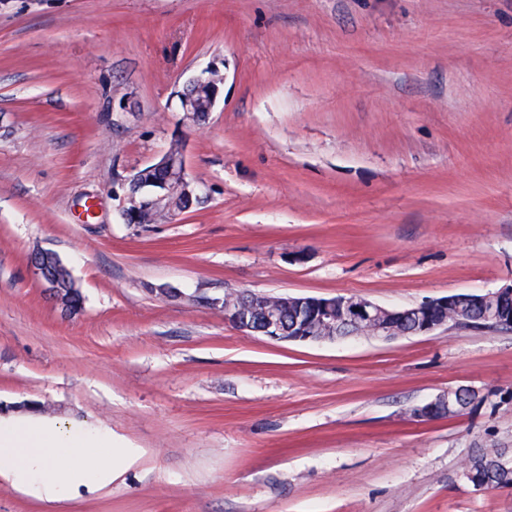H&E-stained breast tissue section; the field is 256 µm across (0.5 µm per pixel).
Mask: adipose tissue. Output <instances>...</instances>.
Listing matches in <instances>:
<instances>
[{"instance_id":"1","label":"adipose tissue","mask_w":512,"mask_h":512,"mask_svg":"<svg viewBox=\"0 0 512 512\" xmlns=\"http://www.w3.org/2000/svg\"><path fill=\"white\" fill-rule=\"evenodd\" d=\"M89 440L77 427L51 428L29 418L0 417V477L47 500L58 499L63 486L87 469L111 477V457L88 458Z\"/></svg>"}]
</instances>
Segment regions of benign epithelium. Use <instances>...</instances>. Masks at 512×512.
Returning <instances> with one entry per match:
<instances>
[{
	"label": "benign epithelium",
	"mask_w": 512,
	"mask_h": 512,
	"mask_svg": "<svg viewBox=\"0 0 512 512\" xmlns=\"http://www.w3.org/2000/svg\"><path fill=\"white\" fill-rule=\"evenodd\" d=\"M200 78H214L212 103H217L220 94V83L224 75L213 64L203 68L198 74ZM181 156L175 158L166 152L152 163V166L166 168L170 171L172 183L138 184V177L130 176L121 183L125 188L127 207L123 210V218L128 224L137 223L138 217L147 212L162 209L168 196V189L178 187L190 195L201 196L200 186L189 178L184 156L185 143H180ZM50 252L35 258L34 267L45 288L52 296H57L56 280L69 274L68 269L55 259L50 261L46 256ZM224 312V320L246 333H260L276 341H315L322 336H344L345 329L356 328L370 331L376 338L391 340L401 336L419 335L432 332L453 322L467 325L464 303H477L489 309L485 315L484 327L512 330V311L505 306L512 304V285L493 292H464L448 295L411 308L389 309L361 297H286L268 295H249L243 301V293L226 292L221 298L211 300ZM294 307V321L287 325L282 310L286 306ZM410 316L415 319V328L406 331L400 326V319ZM459 389H450L448 393L414 409L413 416L420 420H432L459 406Z\"/></svg>",
	"instance_id": "1"
}]
</instances>
